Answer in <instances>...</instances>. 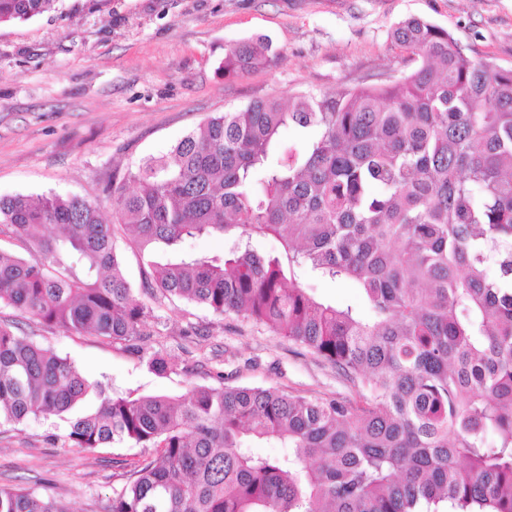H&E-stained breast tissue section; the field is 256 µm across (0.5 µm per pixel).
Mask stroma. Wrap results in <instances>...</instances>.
I'll list each match as a JSON object with an SVG mask.
<instances>
[{"label": "stroma", "mask_w": 512, "mask_h": 512, "mask_svg": "<svg viewBox=\"0 0 512 512\" xmlns=\"http://www.w3.org/2000/svg\"><path fill=\"white\" fill-rule=\"evenodd\" d=\"M411 16L448 30L470 57L512 68V0H57L41 16L0 25V195L101 200L113 173L166 154L212 113L409 74L419 60L390 32ZM257 36L272 42L269 62L225 77V48ZM145 301L167 326L154 347L182 373L156 375L106 340L67 335L8 306L0 322L120 392L179 397L212 384L211 367L230 385L355 395L328 363L268 328L183 300ZM192 324L203 335L188 334ZM64 428L34 418L1 428L0 486L52 496L71 512H110L137 449L49 441Z\"/></svg>", "instance_id": "obj_1"}]
</instances>
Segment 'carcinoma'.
Instances as JSON below:
<instances>
[{"mask_svg":"<svg viewBox=\"0 0 512 512\" xmlns=\"http://www.w3.org/2000/svg\"><path fill=\"white\" fill-rule=\"evenodd\" d=\"M55 2L0 0V24ZM391 38L418 56L413 73L218 112L106 194L143 288L269 326L358 401L224 385L221 372L180 398L123 395L0 324V428L59 419L50 440L70 448L140 449L111 512H512V69L419 17ZM270 50L236 43L224 77ZM1 235L30 257L0 249V304L179 371L151 344L166 324L136 296L101 203L0 195ZM204 235L224 252L183 249ZM268 237L279 250L258 249ZM310 279L352 282L367 313L314 296ZM91 394L100 404L81 410ZM272 445L288 453L255 452ZM0 512L68 509L0 487Z\"/></svg>","mask_w":512,"mask_h":512,"instance_id":"carcinoma-1","label":"carcinoma"}]
</instances>
